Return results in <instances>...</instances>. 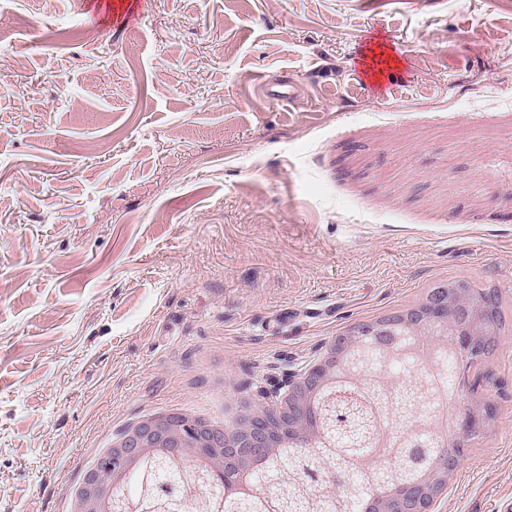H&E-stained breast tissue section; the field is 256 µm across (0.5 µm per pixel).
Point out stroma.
I'll list each match as a JSON object with an SVG mask.
<instances>
[{
    "instance_id": "1",
    "label": "stroma",
    "mask_w": 512,
    "mask_h": 512,
    "mask_svg": "<svg viewBox=\"0 0 512 512\" xmlns=\"http://www.w3.org/2000/svg\"><path fill=\"white\" fill-rule=\"evenodd\" d=\"M504 3L0 0V512H71L143 416L274 397L436 281L512 314ZM484 370L440 512L512 502V326ZM372 51L373 53L368 57L365 65L375 78L385 77L386 68L397 69L400 67L401 60L393 53L392 49L377 45L376 49Z\"/></svg>"
}]
</instances>
